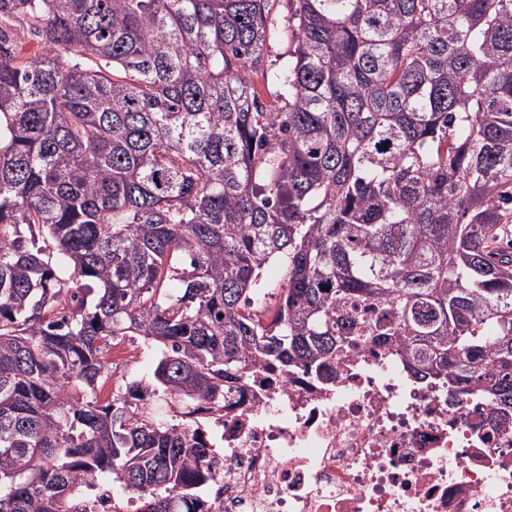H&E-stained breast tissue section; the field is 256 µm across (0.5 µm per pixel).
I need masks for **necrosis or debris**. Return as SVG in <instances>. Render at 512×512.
<instances>
[{"mask_svg":"<svg viewBox=\"0 0 512 512\" xmlns=\"http://www.w3.org/2000/svg\"><path fill=\"white\" fill-rule=\"evenodd\" d=\"M336 379L262 369L224 392L210 512H512V422L418 381L394 346Z\"/></svg>","mask_w":512,"mask_h":512,"instance_id":"necrosis-or-debris-1","label":"necrosis or debris"}]
</instances>
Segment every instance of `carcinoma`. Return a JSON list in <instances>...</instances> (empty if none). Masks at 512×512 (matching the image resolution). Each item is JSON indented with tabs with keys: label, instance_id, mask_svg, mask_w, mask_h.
Returning <instances> with one entry per match:
<instances>
[{
	"label": "carcinoma",
	"instance_id": "cac0c4a2",
	"mask_svg": "<svg viewBox=\"0 0 512 512\" xmlns=\"http://www.w3.org/2000/svg\"><path fill=\"white\" fill-rule=\"evenodd\" d=\"M276 2L0 0V512H206L224 384L360 346L512 418V0H291L272 70ZM293 5L288 0H280L276 5V31L267 42L265 55L273 65H282L288 62L289 53L293 49L290 36L289 22ZM290 20V21H289ZM15 52L24 57H34L43 52L42 42L30 33L18 30L11 47ZM284 283L283 268L277 262L270 263L263 271L261 278L260 293H269L266 296L272 302L277 300L276 296ZM118 347L130 351V356L123 358H113L112 350L108 356L110 374L114 375L110 380L111 394L112 388L123 383L128 378H149L159 358V352L156 349L146 348L140 340H133L126 337Z\"/></svg>",
	"mask_w": 512,
	"mask_h": 512
}]
</instances>
